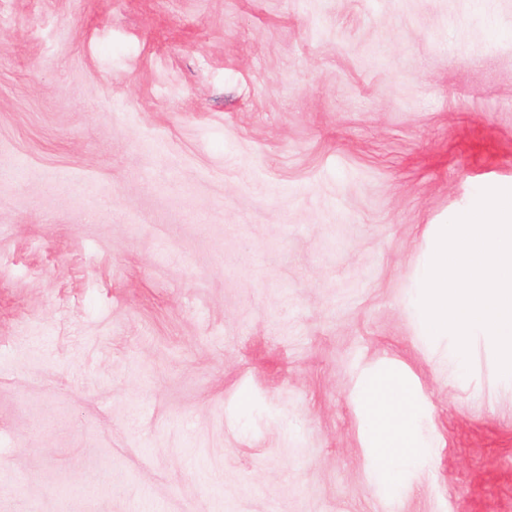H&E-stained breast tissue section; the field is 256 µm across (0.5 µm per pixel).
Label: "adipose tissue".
<instances>
[{
    "mask_svg": "<svg viewBox=\"0 0 512 512\" xmlns=\"http://www.w3.org/2000/svg\"><path fill=\"white\" fill-rule=\"evenodd\" d=\"M355 402L372 456L369 482L391 490L408 474L424 471L436 442L425 432L422 406L408 379L392 370L360 374Z\"/></svg>",
    "mask_w": 512,
    "mask_h": 512,
    "instance_id": "adipose-tissue-1",
    "label": "adipose tissue"
}]
</instances>
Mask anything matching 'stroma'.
Listing matches in <instances>:
<instances>
[{"label":"stroma","instance_id":"stroma-1","mask_svg":"<svg viewBox=\"0 0 512 512\" xmlns=\"http://www.w3.org/2000/svg\"><path fill=\"white\" fill-rule=\"evenodd\" d=\"M512 189V0H0V512H512L428 225ZM439 448L375 494L361 367Z\"/></svg>","mask_w":512,"mask_h":512}]
</instances>
